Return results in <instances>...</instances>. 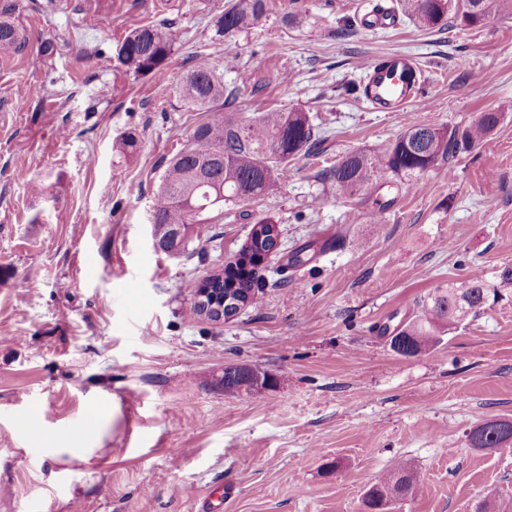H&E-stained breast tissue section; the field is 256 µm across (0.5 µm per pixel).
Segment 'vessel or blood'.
Listing matches in <instances>:
<instances>
[{"instance_id": "vessel-or-blood-1", "label": "vessel or blood", "mask_w": 512, "mask_h": 512, "mask_svg": "<svg viewBox=\"0 0 512 512\" xmlns=\"http://www.w3.org/2000/svg\"><path fill=\"white\" fill-rule=\"evenodd\" d=\"M413 67V60L401 54L392 57L385 68L369 65L367 99L373 111L397 112L410 103L415 90L407 75Z\"/></svg>"}]
</instances>
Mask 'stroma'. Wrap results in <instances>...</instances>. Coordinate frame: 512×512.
I'll return each instance as SVG.
<instances>
[{"instance_id":"obj_1","label":"stroma","mask_w":512,"mask_h":512,"mask_svg":"<svg viewBox=\"0 0 512 512\" xmlns=\"http://www.w3.org/2000/svg\"><path fill=\"white\" fill-rule=\"evenodd\" d=\"M226 2L0 0L29 38L0 49V512H363L396 464L419 489L385 512H476L490 492L512 512V452L469 440L512 421V16L422 31L399 13L374 29L373 5L392 0H272L256 27L217 40ZM162 23L179 31L173 55L128 72L126 33ZM395 53L418 63L421 90L403 111H370L349 87ZM202 57L232 111L302 110L316 143L275 194L205 214L172 256L150 241V207L163 160L204 118L175 93ZM491 111L486 144L423 173L354 197L326 179L412 125ZM128 133L138 146L123 155ZM263 217L280 248L257 304L197 316L199 283ZM468 281L497 298L434 349L392 351L422 301ZM228 364L277 383L227 394ZM62 441L84 461L51 459Z\"/></svg>"}]
</instances>
